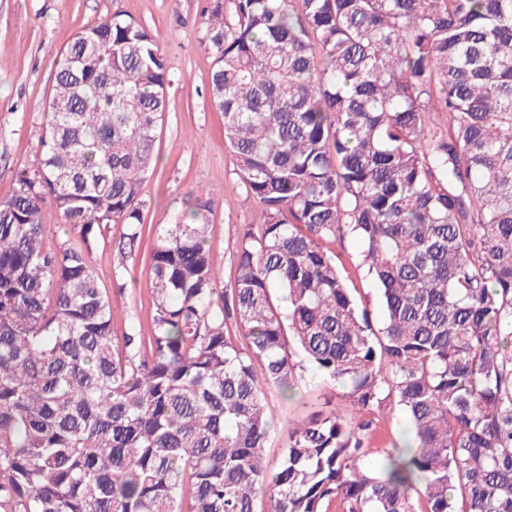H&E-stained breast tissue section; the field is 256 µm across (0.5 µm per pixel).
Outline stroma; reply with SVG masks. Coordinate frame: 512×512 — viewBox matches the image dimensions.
I'll return each instance as SVG.
<instances>
[{"label":"stroma","mask_w":512,"mask_h":512,"mask_svg":"<svg viewBox=\"0 0 512 512\" xmlns=\"http://www.w3.org/2000/svg\"><path fill=\"white\" fill-rule=\"evenodd\" d=\"M205 7L206 0H0V199L11 194L18 171L37 162L60 52L81 28L123 13L159 34L174 75L158 130V169L143 189L144 221L166 224L184 203L213 198L208 243L224 278H232L243 229L256 223L258 207L244 200L224 143V116L210 102L213 55L203 40ZM123 232V225H109L104 240L91 246L71 232L43 240L48 250L65 242L85 253L112 301L121 333L146 324L151 315L150 246L142 244L119 261ZM327 402L340 410L348 405L340 387L311 376L296 399L269 392L267 410L282 428L266 450L268 468L279 465L289 428Z\"/></svg>","instance_id":"stroma-1"}]
</instances>
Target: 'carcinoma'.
<instances>
[{
    "mask_svg": "<svg viewBox=\"0 0 512 512\" xmlns=\"http://www.w3.org/2000/svg\"><path fill=\"white\" fill-rule=\"evenodd\" d=\"M203 25L259 223L228 283L211 198L144 224L160 36L121 13L76 32L0 200V512H512V0H208ZM117 221L122 259L152 237V314L121 336L85 254L42 249ZM347 239L377 324L326 247ZM308 371L349 407L289 429L271 471L267 390ZM392 404L404 444L367 463Z\"/></svg>",
    "mask_w": 512,
    "mask_h": 512,
    "instance_id": "obj_1",
    "label": "carcinoma"
}]
</instances>
